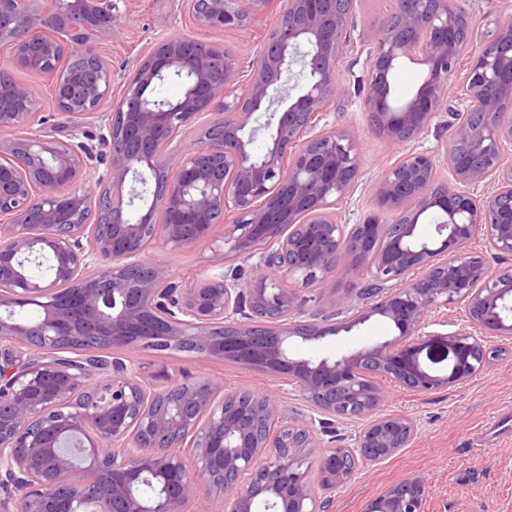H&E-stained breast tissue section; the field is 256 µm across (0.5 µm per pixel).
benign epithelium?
<instances>
[{"mask_svg": "<svg viewBox=\"0 0 512 512\" xmlns=\"http://www.w3.org/2000/svg\"><path fill=\"white\" fill-rule=\"evenodd\" d=\"M186 2L199 26L222 31L268 5ZM352 5L282 0L247 71L221 44L163 36L115 97L101 48L121 23L117 0H0L10 65L52 79L71 131L67 142L38 134L31 89L0 73V512H190L198 502V512H319L316 490L352 477L345 458L375 463L415 435L409 415H375L388 398L382 380L421 391L460 384L493 358L482 336L512 338V271L492 269L472 246L482 236L488 251L512 254V17L479 33L454 0H394L359 108L401 147L455 99L464 117L442 145L452 185L439 182L432 153L409 150L372 184L376 211L349 226L336 205L361 160L345 130L321 121L344 92L336 65ZM404 58L427 73L395 105L392 73ZM295 65L303 81L290 86ZM170 76L184 79L174 102L154 95ZM91 122L95 144L85 141ZM261 132L268 143L257 153ZM432 209L447 220L427 241L415 230ZM220 224L218 261L252 262L250 281L222 266L178 284L146 258L154 243L212 241ZM43 259L49 273L28 275ZM336 271L364 279L371 297L359 318L297 322L299 289L322 288ZM318 300L334 316L350 295L332 289ZM26 301L40 311L20 323L14 310ZM450 305L465 323L424 331L429 313ZM373 315L398 336L292 352L298 339L320 342ZM98 340L124 351L190 341L201 358L262 364L322 414L365 425L355 447L316 454V431L284 423L270 392L246 405L212 378L179 383L162 368L146 380L128 356L83 355ZM424 357L448 359V371L431 372ZM145 482L156 497L139 492ZM428 495L411 474L368 512H424Z\"/></svg>", "mask_w": 512, "mask_h": 512, "instance_id": "benign-epithelium-1", "label": "benign epithelium"}]
</instances>
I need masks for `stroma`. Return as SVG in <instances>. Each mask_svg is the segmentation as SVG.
I'll list each match as a JSON object with an SVG mask.
<instances>
[{"label": "stroma", "mask_w": 512, "mask_h": 512, "mask_svg": "<svg viewBox=\"0 0 512 512\" xmlns=\"http://www.w3.org/2000/svg\"><path fill=\"white\" fill-rule=\"evenodd\" d=\"M391 0H355L354 25L349 44L338 64V77L347 89L346 97L328 116L330 124L346 130L362 166L353 192L337 209L339 222L355 224L376 208L371 186L396 160L395 150L371 128L358 102V82L364 79L370 51L375 43L377 22L390 13ZM124 18L111 43L102 52L112 65L113 85L121 87L135 70L161 32L223 44L242 66H249L266 32L279 16V0H270L262 21L239 30L215 31L201 28L188 11L185 0H122ZM17 82L29 86L35 95L45 136L67 137L51 99L48 79L17 69ZM148 259L164 263L176 278L209 269L214 258L211 242L189 249L170 245L150 248ZM362 308L353 302L339 315V322H353L351 331L332 337L328 344L296 343L294 351L303 356L319 355L324 348L344 349L351 345H373L397 336L394 324L374 316L363 324L355 319ZM487 346L498 356L470 380L432 392H420L395 385L381 412L403 411L414 417L419 430L408 447L380 462L361 465L346 484L331 494L328 512H366L370 503L411 473L422 474L430 494L425 512H512V437L493 442L482 440V429L505 411H512V339L486 337ZM130 356L143 376L157 366H166L178 380L209 377L222 380L230 389H266L275 396L286 420L318 426L320 416L295 384L268 372L234 363L205 360L178 350L131 351Z\"/></svg>", "instance_id": "35a3bbf8"}]
</instances>
